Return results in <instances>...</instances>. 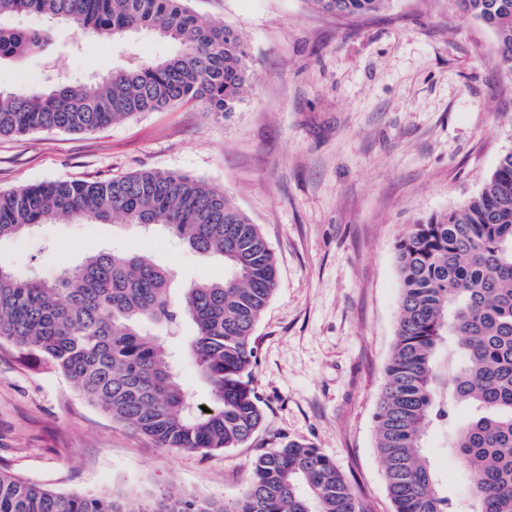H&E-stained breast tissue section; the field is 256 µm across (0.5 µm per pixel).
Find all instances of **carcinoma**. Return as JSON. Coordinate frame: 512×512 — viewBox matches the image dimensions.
I'll list each match as a JSON object with an SVG mask.
<instances>
[{"label":"carcinoma","instance_id":"carcinoma-1","mask_svg":"<svg viewBox=\"0 0 512 512\" xmlns=\"http://www.w3.org/2000/svg\"><path fill=\"white\" fill-rule=\"evenodd\" d=\"M189 0H0V20L37 14L105 38L146 31L176 47L163 59L129 56L91 82L48 65V88L0 92V136L92 132L144 112L190 102L222 116L251 86L243 41L204 21ZM338 14L384 0H311ZM491 28L512 74V0H456ZM51 31L0 24V64L50 57ZM162 226L186 247L224 260L222 281L169 295L148 255L99 251L50 282L0 270V342L62 372L92 405L159 448L209 453L251 439L263 420L251 386L254 331L277 287L276 261L259 225L192 176L142 170L96 181H49L0 191V239L59 219ZM402 291L396 338L377 412L376 448L393 512H458L423 453L432 427L472 477L466 512H512V151L463 206L414 224L397 244ZM188 318L189 352L213 407L195 410L154 323ZM466 410L465 419L459 418ZM0 512H359L335 462L282 439L254 458L245 491L216 501L159 493L148 500L63 495L0 472Z\"/></svg>","mask_w":512,"mask_h":512}]
</instances>
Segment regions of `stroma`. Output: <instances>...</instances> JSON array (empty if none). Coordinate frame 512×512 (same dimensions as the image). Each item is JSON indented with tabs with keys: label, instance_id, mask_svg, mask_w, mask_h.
Masks as SVG:
<instances>
[{
	"label": "stroma",
	"instance_id": "1",
	"mask_svg": "<svg viewBox=\"0 0 512 512\" xmlns=\"http://www.w3.org/2000/svg\"><path fill=\"white\" fill-rule=\"evenodd\" d=\"M201 18L242 37L252 89L217 117L189 103L90 133L0 136V190L45 181L106 180L141 170L203 179L258 224L278 267L255 329L252 386L264 418L247 443L210 454L157 447L86 402L60 373L0 344V471L63 494L148 498L158 492L233 499L251 460L279 438L312 444L336 464L360 512H393L376 449L374 413L386 382L400 295L396 244L410 225L481 192L512 150V78L496 35L455 0H385L340 16L311 0H189ZM54 31L56 69L83 81L135 53L173 45L142 32L90 37L74 48ZM44 62L0 65V89L40 87ZM94 251L147 253L170 294L220 280L224 263L162 228L62 220L35 237L0 240V268L52 281ZM197 406H211L185 346L191 322L152 326ZM424 452L442 488L467 497L472 479L444 433Z\"/></svg>",
	"mask_w": 512,
	"mask_h": 512
}]
</instances>
